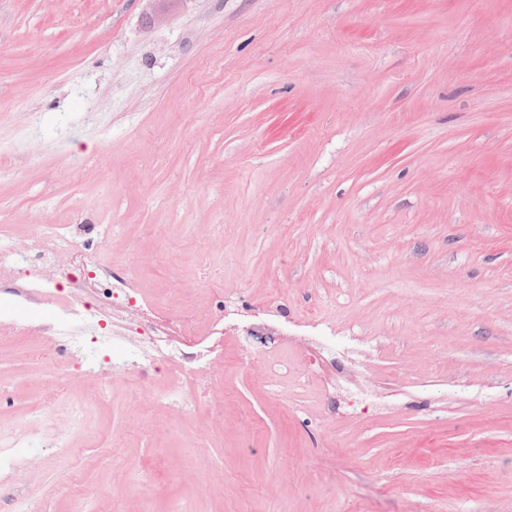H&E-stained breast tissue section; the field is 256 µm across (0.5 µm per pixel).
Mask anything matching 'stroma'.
I'll return each instance as SVG.
<instances>
[{"mask_svg":"<svg viewBox=\"0 0 512 512\" xmlns=\"http://www.w3.org/2000/svg\"><path fill=\"white\" fill-rule=\"evenodd\" d=\"M0 162V237L83 245L44 239L58 275L0 315L117 276L252 303L180 335L210 373L146 412L135 369L0 345V432L38 448L0 512H512V0H0ZM316 326L383 406L319 405ZM41 227L40 235H52L56 237V239L60 243V249L69 254L70 256H74L75 258H78L82 254V245L80 242L65 233H61L59 230L61 229V225L58 224H42L39 225Z\"/></svg>","mask_w":512,"mask_h":512,"instance_id":"obj_1","label":"stroma"}]
</instances>
